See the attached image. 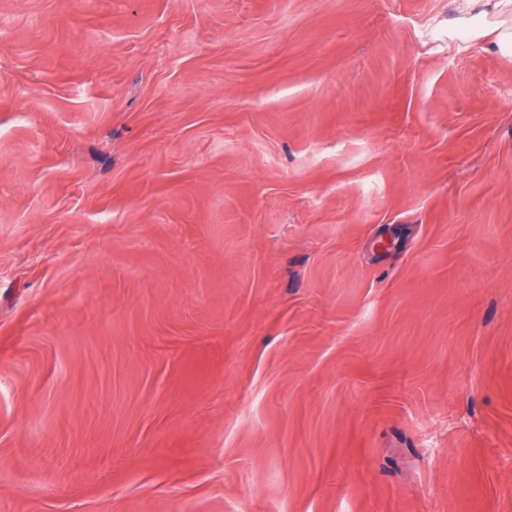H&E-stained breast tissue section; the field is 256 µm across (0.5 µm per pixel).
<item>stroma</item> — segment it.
Returning a JSON list of instances; mask_svg holds the SVG:
<instances>
[{
  "mask_svg": "<svg viewBox=\"0 0 512 512\" xmlns=\"http://www.w3.org/2000/svg\"><path fill=\"white\" fill-rule=\"evenodd\" d=\"M0 512H512V0H0Z\"/></svg>",
  "mask_w": 512,
  "mask_h": 512,
  "instance_id": "1",
  "label": "stroma"
}]
</instances>
